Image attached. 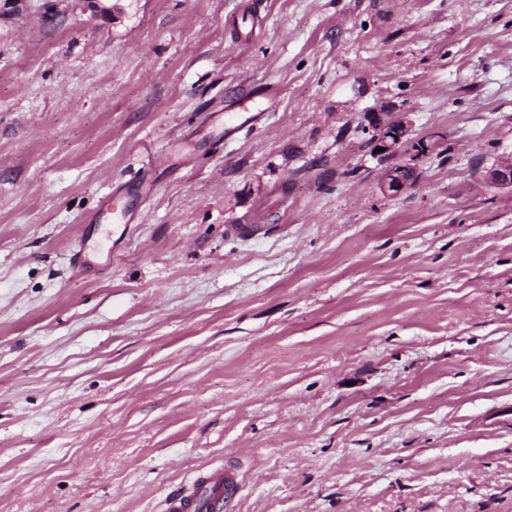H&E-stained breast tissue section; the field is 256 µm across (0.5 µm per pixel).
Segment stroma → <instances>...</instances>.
I'll list each match as a JSON object with an SVG mask.
<instances>
[{
	"label": "stroma",
	"mask_w": 512,
	"mask_h": 512,
	"mask_svg": "<svg viewBox=\"0 0 512 512\" xmlns=\"http://www.w3.org/2000/svg\"><path fill=\"white\" fill-rule=\"evenodd\" d=\"M103 3L0 0V512H512V0ZM246 102V98H240L238 102L233 101L225 108L231 111L225 112L223 116L224 142L236 140L245 129L250 130L258 126L268 116L270 106L264 109H249L245 105ZM391 112L383 109L381 112L369 113L370 124L375 131V149L384 148L378 152L383 156H395L402 151L408 141V127L398 118L391 117ZM483 181L487 186L512 191V153L501 157L487 168ZM416 183V175L409 164H398L389 168L381 181V190L389 195H399ZM128 191L123 187L112 190L102 204L101 209L91 219L90 224H132L136 218L137 206L132 202H126L125 206L118 208L114 200L128 197ZM200 485V486H199ZM238 490L237 475L227 468L208 471L202 481L191 491H180L168 498L166 512H197L199 494L204 491L214 512H222L224 503L230 501ZM206 510V511H213Z\"/></svg>",
	"instance_id": "1"
}]
</instances>
